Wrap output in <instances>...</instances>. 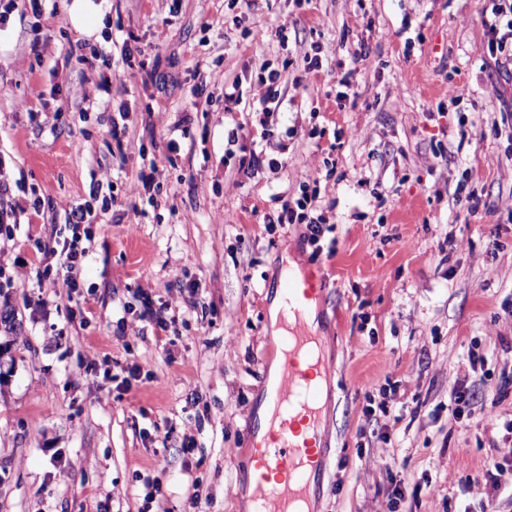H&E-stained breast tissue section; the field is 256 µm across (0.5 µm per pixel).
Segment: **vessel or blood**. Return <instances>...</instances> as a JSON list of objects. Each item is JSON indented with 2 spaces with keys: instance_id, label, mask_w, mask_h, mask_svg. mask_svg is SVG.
<instances>
[{
  "instance_id": "obj_1",
  "label": "vessel or blood",
  "mask_w": 512,
  "mask_h": 512,
  "mask_svg": "<svg viewBox=\"0 0 512 512\" xmlns=\"http://www.w3.org/2000/svg\"><path fill=\"white\" fill-rule=\"evenodd\" d=\"M326 281L325 271L311 265L300 273H284L276 283L295 320L284 323L283 333L270 339L279 373L263 387L272 409L268 424H247L245 458L253 512H316L330 458L322 384L335 366L325 353L321 326L308 311L324 301Z\"/></svg>"
}]
</instances>
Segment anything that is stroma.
<instances>
[{"mask_svg": "<svg viewBox=\"0 0 512 512\" xmlns=\"http://www.w3.org/2000/svg\"><path fill=\"white\" fill-rule=\"evenodd\" d=\"M51 2L53 26L18 8L0 32V183L23 207L0 237V310L17 323L0 327V512H185L192 495L199 512H245L233 486L287 251L328 275L336 372L318 512H480L486 491L468 480L498 460L504 431L448 416L453 388L494 392L512 376V64L483 56L480 0H107L94 34ZM360 40L369 53L355 60ZM85 42L111 51L110 90L81 60ZM316 44L328 61L307 81ZM266 64L281 73L280 109L263 126L252 94L225 110L224 81ZM349 68L357 96L340 101ZM33 82L43 100L19 109ZM200 84L213 99L196 108ZM255 149L278 164L248 177L239 162ZM328 157L318 204L336 245L317 256L303 225L264 218ZM152 161L153 205L132 195ZM105 178L116 203L93 213L79 292L54 267L40 293L17 287ZM463 180L478 213L458 198ZM146 297L177 334L133 318ZM133 361L141 374L118 391L111 377Z\"/></svg>", "mask_w": 512, "mask_h": 512, "instance_id": "stroma-1", "label": "stroma"}]
</instances>
